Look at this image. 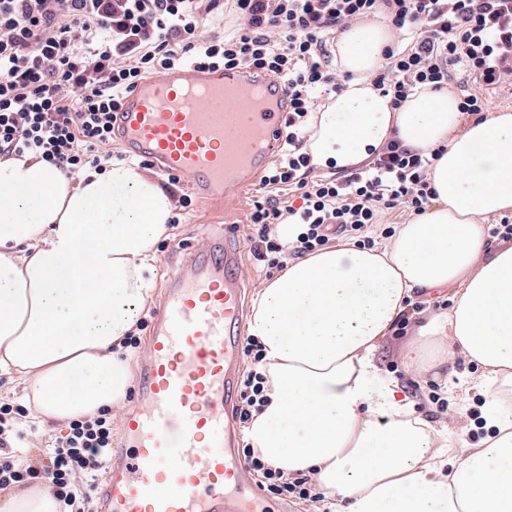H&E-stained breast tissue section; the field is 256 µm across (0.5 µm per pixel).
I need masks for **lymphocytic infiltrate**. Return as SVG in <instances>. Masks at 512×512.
<instances>
[{"mask_svg":"<svg viewBox=\"0 0 512 512\" xmlns=\"http://www.w3.org/2000/svg\"><path fill=\"white\" fill-rule=\"evenodd\" d=\"M235 22L224 28L223 0H0V159L39 155L75 174L102 169L112 143V114L142 81L181 64L243 67L286 81L285 146L260 178L252 201L250 252L267 269L311 254L339 236L371 245L386 214L422 215L436 191L429 171L439 151L420 153L391 139L376 157L343 174H318L307 142L316 101L340 92L346 74L332 66L327 42L364 17L389 18L396 41L373 79L393 106L414 91L439 92L456 78L466 88L461 112L488 111L486 94L512 87V0H232ZM287 199H280V191ZM301 230L287 243L277 225ZM252 367L241 378L238 421L263 405L262 349L247 339ZM22 411L0 400V492L34 478L14 454ZM112 447L106 415L77 419L58 437L44 471L48 490L69 512H91L92 486L76 488L79 471H100ZM244 461L270 493L324 503L303 477L273 469L252 448Z\"/></svg>","mask_w":512,"mask_h":512,"instance_id":"1","label":"lymphocytic infiltrate"}]
</instances>
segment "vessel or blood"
Instances as JSON below:
<instances>
[{
  "label": "vessel or blood",
  "mask_w": 512,
  "mask_h": 512,
  "mask_svg": "<svg viewBox=\"0 0 512 512\" xmlns=\"http://www.w3.org/2000/svg\"><path fill=\"white\" fill-rule=\"evenodd\" d=\"M285 82L185 65L124 99L115 139L204 199L255 184L284 146ZM234 228L176 265L155 311L137 396L96 488L98 512H292L246 485L234 407L244 332Z\"/></svg>",
  "instance_id": "obj_1"
}]
</instances>
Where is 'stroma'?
<instances>
[{
	"label": "stroma",
	"mask_w": 512,
	"mask_h": 512,
	"mask_svg": "<svg viewBox=\"0 0 512 512\" xmlns=\"http://www.w3.org/2000/svg\"><path fill=\"white\" fill-rule=\"evenodd\" d=\"M214 220V214L209 212L204 202L194 201L190 213L170 229L167 237L159 240L155 246L154 269L150 274L153 291L147 302L148 308L156 307L166 276L173 266L204 244L205 227ZM451 297L448 290L440 293L414 292L412 304L405 310L406 327L402 333L394 332L385 338L373 362L381 374L395 380L411 402L416 416L428 421L435 431L453 442V451L460 457L487 436L481 424L485 397L477 387L481 368L437 346L427 351L428 358L437 362L431 373H421L407 366L400 356L401 348L412 339L417 324L435 316L434 302H447ZM440 398L447 400V411H439L436 401Z\"/></svg>",
	"instance_id": "stroma-1"
}]
</instances>
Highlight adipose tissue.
<instances>
[{
  "label": "adipose tissue",
  "mask_w": 512,
  "mask_h": 512,
  "mask_svg": "<svg viewBox=\"0 0 512 512\" xmlns=\"http://www.w3.org/2000/svg\"><path fill=\"white\" fill-rule=\"evenodd\" d=\"M389 43L380 26L340 35L350 79L321 110L310 151L349 167L393 137L440 149L437 198L391 243L320 249L259 290L247 332L262 345L266 400L245 439L285 476H317L336 512H512V247L480 259L484 220L512 210V113L467 122L445 91L392 107L371 83ZM173 210L155 179L120 162L74 176L33 154L0 160V371L17 375L42 426L122 407L119 352ZM448 286L451 310L403 353L422 367L443 342L481 367L494 434L458 459L373 364L412 293ZM61 508L44 487L0 495V512Z\"/></svg>",
  "instance_id": "ef3b65f1"
}]
</instances>
